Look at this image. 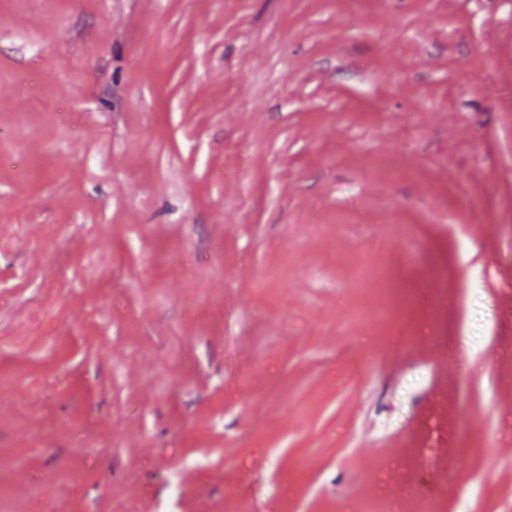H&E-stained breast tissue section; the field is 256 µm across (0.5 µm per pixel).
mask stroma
Here are the masks:
<instances>
[{"mask_svg":"<svg viewBox=\"0 0 512 512\" xmlns=\"http://www.w3.org/2000/svg\"><path fill=\"white\" fill-rule=\"evenodd\" d=\"M0 512H512V0H0Z\"/></svg>","mask_w":512,"mask_h":512,"instance_id":"stroma-1","label":"stroma"}]
</instances>
